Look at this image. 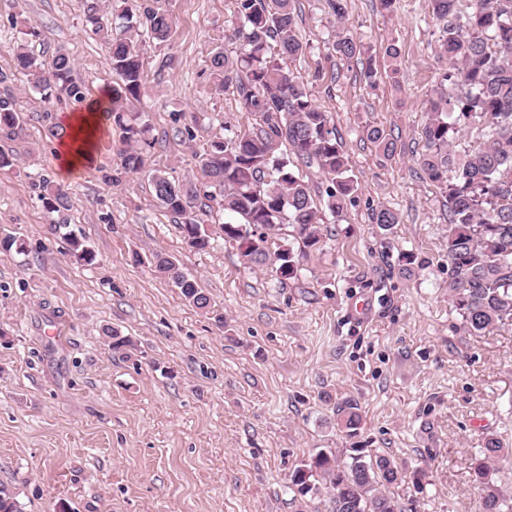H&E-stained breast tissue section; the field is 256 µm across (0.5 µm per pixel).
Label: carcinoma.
Wrapping results in <instances>:
<instances>
[{"instance_id": "cac0c4a2", "label": "carcinoma", "mask_w": 512, "mask_h": 512, "mask_svg": "<svg viewBox=\"0 0 512 512\" xmlns=\"http://www.w3.org/2000/svg\"><path fill=\"white\" fill-rule=\"evenodd\" d=\"M240 25L234 37L240 54L229 60L218 52L212 59L217 80L233 87L256 126L243 127L194 155L196 179L207 188L227 221L218 225L220 237L236 245L244 264L272 266L280 283L297 277L305 250L323 241L322 214L340 217L354 199L358 184L350 175L343 143L336 137L330 113L316 105L307 83L288 63L306 52L299 38L294 0H236ZM438 22V56L449 64L428 100L422 130L424 150L416 164L426 180L448 203L446 251L451 280L450 300L470 334L490 333L512 325V0H430ZM153 40H167L171 17L143 10ZM87 21L103 35L116 81L110 112L121 127L127 148L120 170H144L142 146L148 127L128 117L143 93L141 21L123 10L110 20L93 11ZM332 49L342 59H358L361 76L376 83L379 68L401 89V52L396 38L384 39L377 51L362 38L339 29ZM15 69L27 77L43 101L81 102L86 85L76 76L73 62L56 55L50 67L20 48ZM460 92L448 95V85ZM23 120L11 97H0V132L11 133ZM474 126L482 141L460 155L455 143L462 129ZM367 138L383 157L396 153L390 134L378 126ZM158 205L176 219L191 250L211 246L214 232L192 212L194 189L176 184L164 172L148 175ZM38 198L50 212L69 209L66 193L46 178L35 185ZM373 223L384 231L399 223L397 214L381 206ZM291 229L289 237L283 230ZM70 254L92 265L96 254L83 239L68 235ZM302 250H295V243ZM154 269L178 288L198 309L210 298L168 257L155 258ZM348 435L360 429L361 419L350 404L338 413ZM504 454L498 438L485 439L480 455L470 463V475L483 494L484 512H512V492L498 485L495 462ZM399 483V471L386 457L366 461L360 455L340 462L320 451L295 468L290 487L304 497L327 490L332 512H402L388 488Z\"/></svg>"}]
</instances>
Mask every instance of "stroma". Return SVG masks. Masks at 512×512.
Listing matches in <instances>:
<instances>
[{
    "instance_id": "1",
    "label": "stroma",
    "mask_w": 512,
    "mask_h": 512,
    "mask_svg": "<svg viewBox=\"0 0 512 512\" xmlns=\"http://www.w3.org/2000/svg\"><path fill=\"white\" fill-rule=\"evenodd\" d=\"M324 4L297 0L309 48L291 68L332 115L358 191L340 220L325 217L322 248L282 284L224 240L189 250L147 181L159 169L195 185V154L254 122L212 76L215 52L240 51L235 0H0V96L24 116L15 134H0L17 158L0 170V236L29 246L0 249V488L21 512H329L326 496H299L288 477L318 451L345 462L357 448L404 473L391 488L404 512H484L470 463L487 436L512 449V326L464 330L448 297V208L414 162L438 27L429 0H398L391 14L348 0L346 29L376 45L396 38L398 93L385 77L368 85L359 61L331 56ZM147 6L173 26L165 43L142 37L145 171L105 183L126 147L105 114L95 162L63 174L46 105L14 74V51L73 60L88 93L55 110L63 123L114 80L90 9L139 16ZM372 125L396 140L393 158L368 141ZM39 176L66 191L69 229L95 251L93 265L51 233L56 216L31 187ZM383 205L399 216L387 232L371 218ZM403 251L413 265L402 266ZM158 255L178 260L213 313L154 272ZM110 328L131 339L126 353L109 351ZM348 402L361 416L354 437L336 415Z\"/></svg>"
}]
</instances>
